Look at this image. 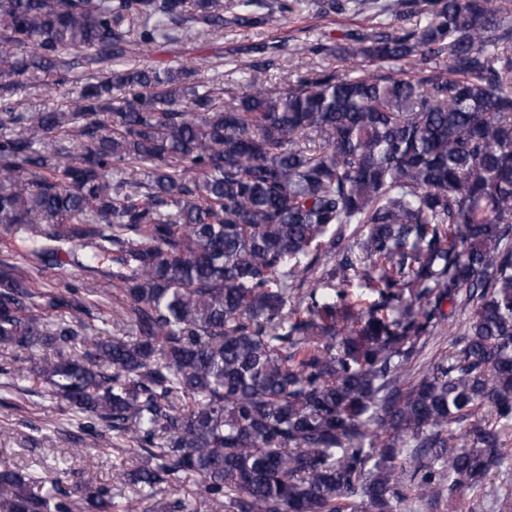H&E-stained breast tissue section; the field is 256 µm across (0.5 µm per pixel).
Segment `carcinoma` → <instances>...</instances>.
<instances>
[{
    "label": "carcinoma",
    "mask_w": 512,
    "mask_h": 512,
    "mask_svg": "<svg viewBox=\"0 0 512 512\" xmlns=\"http://www.w3.org/2000/svg\"><path fill=\"white\" fill-rule=\"evenodd\" d=\"M302 2L0 0V229L36 266L111 261L125 331L86 321L93 289L1 260L0 351H46L6 375L92 442L130 434L152 512H185L163 495L184 474L232 512H414L512 468V23L499 0H393L412 26L313 43L341 66L222 109L219 66L200 91L137 61ZM46 77L80 89L16 111ZM64 483L1 462L0 512H112L96 474Z\"/></svg>",
    "instance_id": "carcinoma-1"
}]
</instances>
